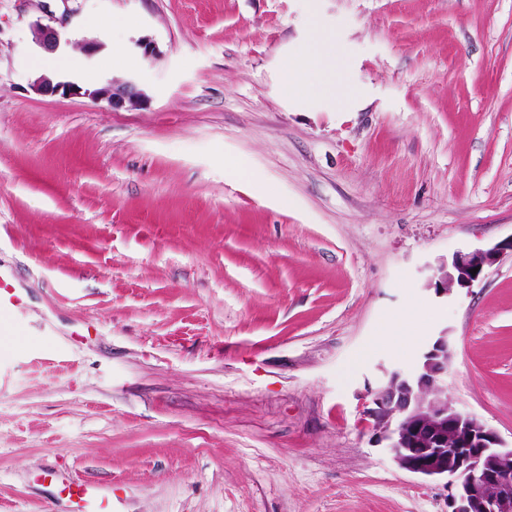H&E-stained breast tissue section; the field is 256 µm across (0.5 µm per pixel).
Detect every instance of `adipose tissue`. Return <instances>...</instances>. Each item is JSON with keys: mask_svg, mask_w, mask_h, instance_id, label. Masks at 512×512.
I'll return each mask as SVG.
<instances>
[{"mask_svg": "<svg viewBox=\"0 0 512 512\" xmlns=\"http://www.w3.org/2000/svg\"><path fill=\"white\" fill-rule=\"evenodd\" d=\"M344 69L345 63L337 55L331 36L318 29L301 53L283 62L284 76L292 83L303 86L311 77H320L327 91L325 99L335 108L340 107L348 95L341 85Z\"/></svg>", "mask_w": 512, "mask_h": 512, "instance_id": "obj_1", "label": "adipose tissue"}]
</instances>
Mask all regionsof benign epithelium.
I'll return each instance as SVG.
<instances>
[{"instance_id":"obj_1","label":"benign epithelium","mask_w":512,"mask_h":512,"mask_svg":"<svg viewBox=\"0 0 512 512\" xmlns=\"http://www.w3.org/2000/svg\"><path fill=\"white\" fill-rule=\"evenodd\" d=\"M33 43L51 53L69 45L53 26L40 21L33 25ZM34 87L44 95L74 90L72 84L47 76L38 77ZM88 95L112 109L134 107L143 99L131 78L109 79ZM508 252L512 253V237L489 248L457 252L452 271H443L439 292L472 287ZM474 268L478 272L470 273ZM449 356L448 337L439 336L414 371L388 373L368 409L375 442L386 443L400 468L446 481L449 512H512V448L495 430L449 405L443 380Z\"/></svg>"}]
</instances>
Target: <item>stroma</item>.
I'll return each instance as SVG.
<instances>
[{"label": "stroma", "instance_id": "stroma-1", "mask_svg": "<svg viewBox=\"0 0 512 512\" xmlns=\"http://www.w3.org/2000/svg\"><path fill=\"white\" fill-rule=\"evenodd\" d=\"M36 21L76 91L34 89ZM315 24L356 106L285 87ZM116 76L139 106L89 97ZM511 236L512 0H0V512H448L371 393L446 336L449 403L512 444V256L435 292ZM33 43L43 51L54 53L68 46L69 40H62L53 26L36 21L33 25ZM510 252L512 256V236L504 239L489 248H477L468 251L457 252L452 258V271L444 270L440 279L443 288H438L439 293H448L453 286L469 288L478 282L485 270L494 265L501 255ZM479 267L476 274L470 270ZM23 303V294L11 277L0 270V331L11 324L16 310ZM424 316L423 311L417 307L412 306L402 318L397 319L391 323L381 334L379 344H390L398 350H405L406 343L398 340V336H411L410 322L415 319H420ZM67 492V498L72 510L69 512H112L110 501L112 494L102 495L96 486L91 484H77L74 487L64 486L62 491Z\"/></svg>", "mask_w": 512, "mask_h": 512}]
</instances>
